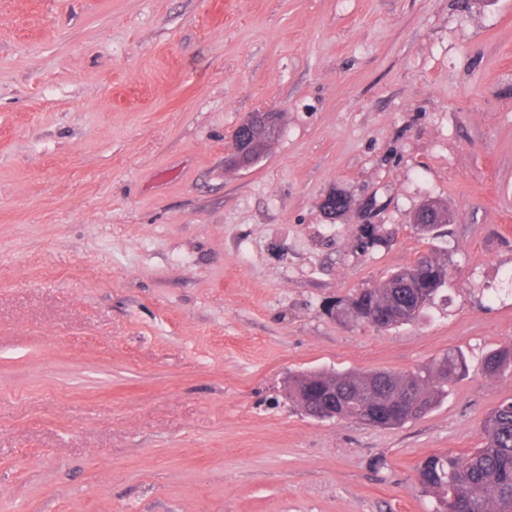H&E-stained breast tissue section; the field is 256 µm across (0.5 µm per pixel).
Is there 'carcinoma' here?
I'll list each match as a JSON object with an SVG mask.
<instances>
[{"mask_svg":"<svg viewBox=\"0 0 512 512\" xmlns=\"http://www.w3.org/2000/svg\"><path fill=\"white\" fill-rule=\"evenodd\" d=\"M352 199L335 191L323 208L344 214ZM425 221L414 224L426 239H435L449 223L448 208L434 200L422 206ZM448 259L422 256L412 265L392 272L376 285L359 289L336 302V312L349 309L357 325L377 329L418 321L438 292L448 284ZM512 371V343L485 357L482 372L503 377ZM469 372L465 356L450 351L432 368L401 374L390 371H301L288 376V399L305 414L316 417L328 402L336 418L372 427H399L431 412L447 394L449 384ZM416 485L445 512L454 498L467 512H512V398L489 413L479 447L464 455H439L416 469Z\"/></svg>","mask_w":512,"mask_h":512,"instance_id":"1","label":"carcinoma"}]
</instances>
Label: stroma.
<instances>
[{
	"mask_svg": "<svg viewBox=\"0 0 512 512\" xmlns=\"http://www.w3.org/2000/svg\"><path fill=\"white\" fill-rule=\"evenodd\" d=\"M432 250L419 322L326 314ZM508 342L512 0H0V512H433L415 469L480 445ZM451 351L468 375L401 427L286 395ZM279 128V112L254 113L248 125L242 123L236 130L229 152V159L239 168L252 165L267 150L266 141L253 135L254 130L261 129L265 133H278ZM423 204H421L423 205L421 208L427 212L424 218L425 222L414 221L413 226L425 239L433 240L437 237L440 228L449 223L448 207L434 200H427ZM512 371V343L499 346L490 351L485 357L482 372L484 375L493 377H503L508 372L510 376Z\"/></svg>",
	"mask_w": 512,
	"mask_h": 512,
	"instance_id": "obj_1",
	"label": "stroma"
}]
</instances>
